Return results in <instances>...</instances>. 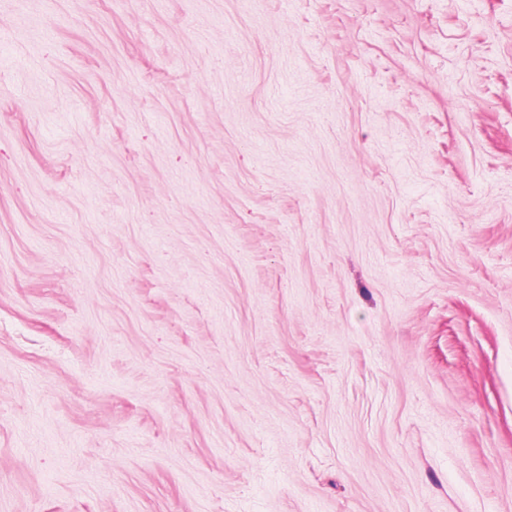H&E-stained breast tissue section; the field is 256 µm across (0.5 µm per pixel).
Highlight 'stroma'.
I'll return each mask as SVG.
<instances>
[{"instance_id":"obj_1","label":"stroma","mask_w":512,"mask_h":512,"mask_svg":"<svg viewBox=\"0 0 512 512\" xmlns=\"http://www.w3.org/2000/svg\"><path fill=\"white\" fill-rule=\"evenodd\" d=\"M0 512H512V0H0Z\"/></svg>"}]
</instances>
